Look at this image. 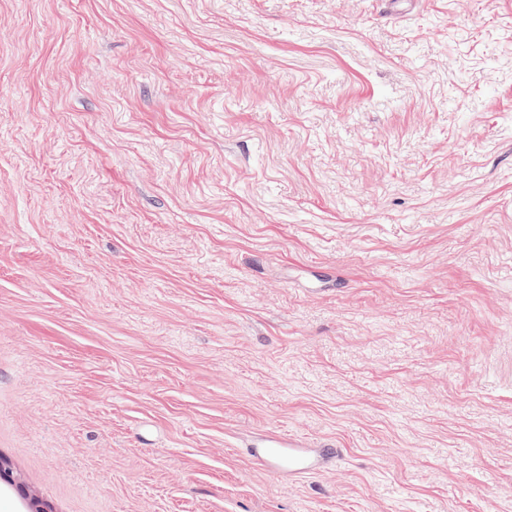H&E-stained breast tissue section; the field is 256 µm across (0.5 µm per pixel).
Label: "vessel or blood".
<instances>
[{
    "mask_svg": "<svg viewBox=\"0 0 512 512\" xmlns=\"http://www.w3.org/2000/svg\"><path fill=\"white\" fill-rule=\"evenodd\" d=\"M246 454L254 465L272 468L288 479L324 470L345 458L344 449L331 444L311 448L301 439L275 430L259 434L248 444Z\"/></svg>",
    "mask_w": 512,
    "mask_h": 512,
    "instance_id": "b4317fda",
    "label": "vessel or blood"
}]
</instances>
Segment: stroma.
I'll list each match as a JSON object with an SVG mask.
<instances>
[{
	"label": "stroma",
	"mask_w": 512,
	"mask_h": 512,
	"mask_svg": "<svg viewBox=\"0 0 512 512\" xmlns=\"http://www.w3.org/2000/svg\"><path fill=\"white\" fill-rule=\"evenodd\" d=\"M345 448L289 484L245 443ZM0 512H512V0H0Z\"/></svg>",
	"instance_id": "stroma-1"
}]
</instances>
